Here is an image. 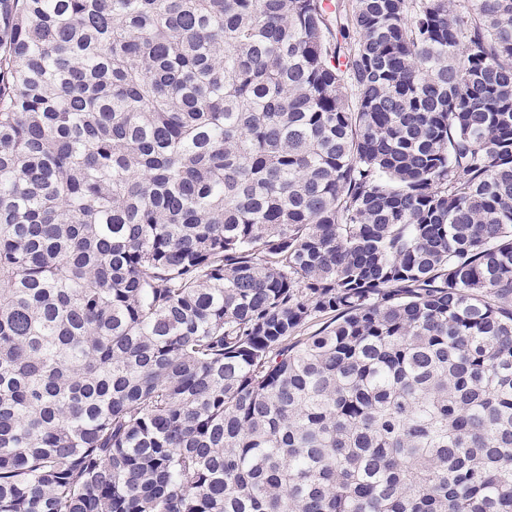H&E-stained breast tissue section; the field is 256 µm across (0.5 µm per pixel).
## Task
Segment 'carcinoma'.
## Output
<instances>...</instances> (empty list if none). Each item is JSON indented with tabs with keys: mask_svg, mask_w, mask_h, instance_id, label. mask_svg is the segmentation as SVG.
<instances>
[{
	"mask_svg": "<svg viewBox=\"0 0 512 512\" xmlns=\"http://www.w3.org/2000/svg\"><path fill=\"white\" fill-rule=\"evenodd\" d=\"M511 298L512 0H0V512H512Z\"/></svg>",
	"mask_w": 512,
	"mask_h": 512,
	"instance_id": "cac0c4a2",
	"label": "carcinoma"
}]
</instances>
